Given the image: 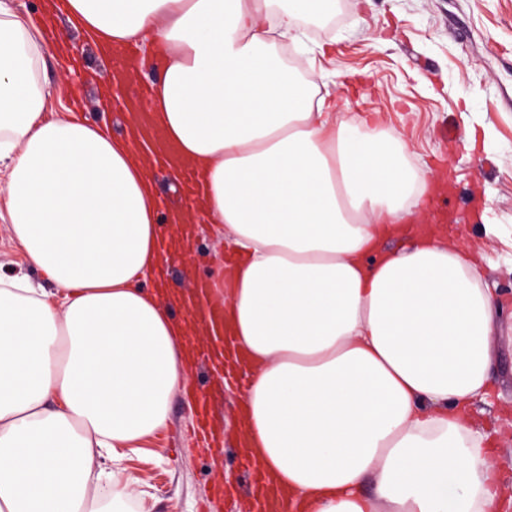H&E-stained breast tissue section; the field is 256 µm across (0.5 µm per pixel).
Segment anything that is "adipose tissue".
<instances>
[{
	"instance_id": "adipose-tissue-1",
	"label": "adipose tissue",
	"mask_w": 512,
	"mask_h": 512,
	"mask_svg": "<svg viewBox=\"0 0 512 512\" xmlns=\"http://www.w3.org/2000/svg\"><path fill=\"white\" fill-rule=\"evenodd\" d=\"M93 45L162 48L142 105L198 175L231 249L228 351L246 358V452L279 512H502L492 442L469 419L496 386L500 303L473 251L411 228L427 187L407 142L279 64L321 0H65ZM32 24L0 0V166L11 239L56 287L0 277V512H123L137 477L104 455L166 428L196 322L165 280L151 166L129 137L41 118ZM393 237L407 246L386 248Z\"/></svg>"
}]
</instances>
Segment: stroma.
<instances>
[{
  "mask_svg": "<svg viewBox=\"0 0 512 512\" xmlns=\"http://www.w3.org/2000/svg\"><path fill=\"white\" fill-rule=\"evenodd\" d=\"M55 24L80 66L61 74L57 47L44 44V118L111 125L112 113L97 100L96 84L110 73L100 47L85 42L66 16ZM301 34L315 67L347 77L346 85L332 90L338 111L384 117L409 144L413 166L454 176L453 192L437 205L459 216L460 242L483 254L486 280L500 296L502 325L511 328L512 0H329L316 29ZM493 41L504 52H492ZM488 222L499 226V237H486ZM189 242L187 266H174L169 276L183 293L184 268L205 282L224 257V239L209 225H191ZM495 342L498 389L475 402L472 413L496 439L504 488L512 491V341L499 336ZM214 401L223 456L196 449L188 434L193 408L180 392L171 400L164 433L126 460L148 494L150 512H202L213 482L244 485L235 459L238 392L222 387Z\"/></svg>",
  "mask_w": 512,
  "mask_h": 512,
  "instance_id": "obj_1",
  "label": "stroma"
}]
</instances>
